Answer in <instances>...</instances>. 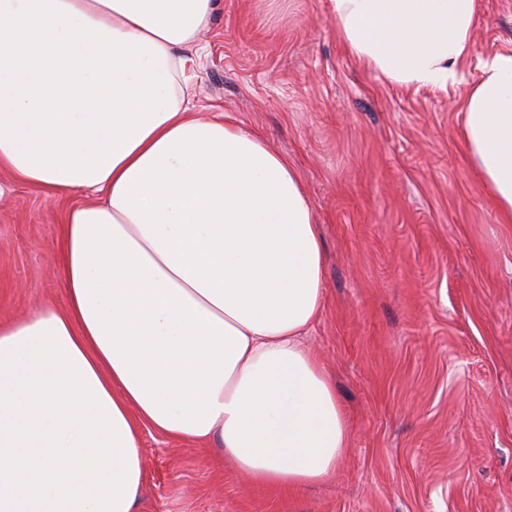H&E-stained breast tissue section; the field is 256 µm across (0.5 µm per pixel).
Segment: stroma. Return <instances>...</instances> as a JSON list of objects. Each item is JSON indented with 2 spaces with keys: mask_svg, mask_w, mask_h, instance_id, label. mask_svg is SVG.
Returning a JSON list of instances; mask_svg holds the SVG:
<instances>
[{
  "mask_svg": "<svg viewBox=\"0 0 512 512\" xmlns=\"http://www.w3.org/2000/svg\"><path fill=\"white\" fill-rule=\"evenodd\" d=\"M192 105L259 135L302 180L325 251L305 345L351 429L335 472L261 488L194 441L144 430L136 512H512V222L463 138L484 58L512 51V0H479L447 87H402L344 49L331 0H217ZM75 196L0 198V319L62 299Z\"/></svg>",
  "mask_w": 512,
  "mask_h": 512,
  "instance_id": "stroma-1",
  "label": "stroma"
}]
</instances>
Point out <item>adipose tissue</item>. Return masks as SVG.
I'll return each instance as SVG.
<instances>
[{
	"mask_svg": "<svg viewBox=\"0 0 512 512\" xmlns=\"http://www.w3.org/2000/svg\"><path fill=\"white\" fill-rule=\"evenodd\" d=\"M331 4L346 51L391 84L455 83L473 51L478 0ZM215 8L0 0V175L84 197L62 302L0 324V512H134L145 425L285 491L350 444L302 344L325 268L306 190L261 139L185 104ZM480 72L463 136L512 219V52Z\"/></svg>",
	"mask_w": 512,
	"mask_h": 512,
	"instance_id": "1",
	"label": "adipose tissue"
}]
</instances>
